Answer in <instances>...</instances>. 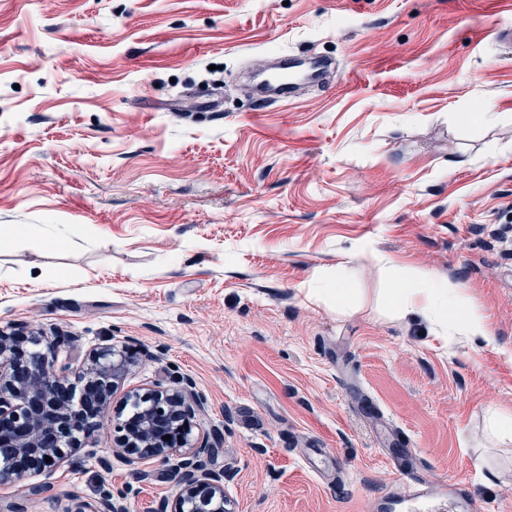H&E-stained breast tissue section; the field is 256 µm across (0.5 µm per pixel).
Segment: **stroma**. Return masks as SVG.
Listing matches in <instances>:
<instances>
[{
  "label": "stroma",
  "instance_id": "35a3bbf8",
  "mask_svg": "<svg viewBox=\"0 0 512 512\" xmlns=\"http://www.w3.org/2000/svg\"><path fill=\"white\" fill-rule=\"evenodd\" d=\"M512 0H0V330L133 361L99 427L0 512H177L171 462L115 453L128 392L205 398L227 512H377L397 470L512 512ZM329 57L297 98L271 55ZM390 266H383V259ZM346 267L357 308L321 291ZM494 334L387 313L395 270Z\"/></svg>",
  "mask_w": 512,
  "mask_h": 512
}]
</instances>
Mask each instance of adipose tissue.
<instances>
[{
  "instance_id": "obj_1",
  "label": "adipose tissue",
  "mask_w": 512,
  "mask_h": 512,
  "mask_svg": "<svg viewBox=\"0 0 512 512\" xmlns=\"http://www.w3.org/2000/svg\"><path fill=\"white\" fill-rule=\"evenodd\" d=\"M387 306L396 312H419L443 319L449 327L466 336L491 339L492 333L481 316L468 305L464 289L429 273H419L389 289Z\"/></svg>"
}]
</instances>
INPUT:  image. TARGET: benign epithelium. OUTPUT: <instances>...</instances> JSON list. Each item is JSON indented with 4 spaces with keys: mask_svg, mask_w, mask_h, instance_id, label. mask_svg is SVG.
Here are the masks:
<instances>
[{
    "mask_svg": "<svg viewBox=\"0 0 512 512\" xmlns=\"http://www.w3.org/2000/svg\"><path fill=\"white\" fill-rule=\"evenodd\" d=\"M25 347L0 331V459H8L4 476L20 480L29 470L45 471L61 460L63 447L75 442L74 433L93 432L92 419L104 414L116 384L127 368L126 353L115 346L88 356L84 385L85 409L80 416L65 405L68 394L48 355L38 349L43 339L28 337ZM136 411L116 428L123 432L120 450L131 461L179 456L173 464L179 477L180 512H224V472L207 468L215 451L209 439L192 440L187 427L203 398L186 381L183 391L157 390L145 397L132 395ZM171 439L166 440L164 436ZM52 461H45V457Z\"/></svg>",
    "mask_w": 512,
    "mask_h": 512,
    "instance_id": "7a95c632",
    "label": "benign epithelium"
}]
</instances>
